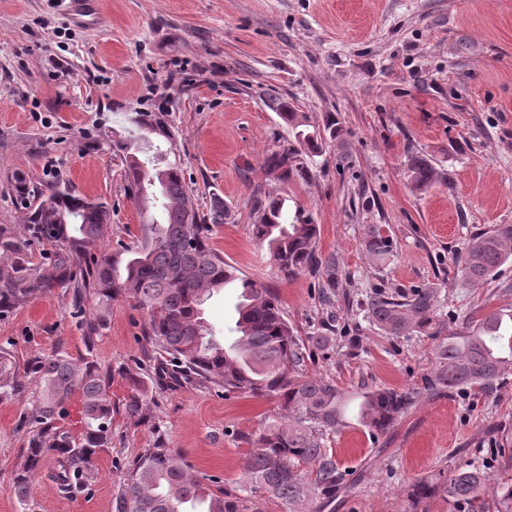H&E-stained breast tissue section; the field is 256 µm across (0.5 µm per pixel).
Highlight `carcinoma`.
I'll use <instances>...</instances> for the list:
<instances>
[{
  "instance_id": "1",
  "label": "carcinoma",
  "mask_w": 512,
  "mask_h": 512,
  "mask_svg": "<svg viewBox=\"0 0 512 512\" xmlns=\"http://www.w3.org/2000/svg\"><path fill=\"white\" fill-rule=\"evenodd\" d=\"M270 108L293 135L292 143L265 158V170L274 179L306 180L311 176L308 159L333 142L345 150L335 116H326L319 128L286 100L272 98ZM134 123L139 139L120 135L112 139V152L125 159L128 192L142 215L140 246L128 258L103 254L89 259L87 250L110 221L107 204L68 189L35 194L24 219V238L0 225V317L57 288H72L78 296L95 300L96 316L86 322L91 341L104 325L112 300L129 296L147 310L146 336L180 364L186 376L226 392L245 391L277 401L279 420L247 438L251 449L245 471L252 486L220 497L208 478L193 473L180 454L159 444L146 449L129 468L117 512H261L253 496L255 487L290 508L310 512L311 503L336 496L341 474L324 441L346 427L348 399L333 382L306 374L304 344L273 294L210 246V232L225 223L228 207L214 196L208 212L199 211L180 164L169 160L173 149L161 150L172 144L170 126L153 112L136 113ZM140 140L158 142L154 156L140 158ZM406 173L416 190L437 180L436 168L423 152L408 157ZM251 233L267 245L283 276L322 269L327 286L336 287V261L323 260L316 252L318 225L299 210L289 212L285 198L257 201ZM362 249L369 259L381 262L396 252L397 244L379 226L370 225ZM509 261L512 224L476 232L460 258L462 282L478 286ZM230 285L240 294L229 342L207 321L205 304ZM365 313L387 335L419 333L433 340L434 368L423 378L426 393L492 389L512 375V311L507 308L485 315L476 330L452 336L442 335L448 313L439 303L438 289L431 286L407 292L377 288L367 298ZM39 373L41 394L30 418L33 435L25 465L14 476L23 502L30 494V474L46 453L57 454L58 484L75 495L88 484L91 457L112 441L109 376L91 362L63 356L43 360ZM128 381L124 413L140 422L149 412L147 394L139 379L130 376ZM15 390L11 366L0 354V395ZM76 392L84 419L79 438L55 425ZM419 396L417 390L367 389L360 393L355 418L371 432L385 433ZM303 465L314 466V477H307ZM436 498L452 504L454 512H512V481L494 482L488 471L469 465L451 475L439 471L420 477L410 485L412 509Z\"/></svg>"
}]
</instances>
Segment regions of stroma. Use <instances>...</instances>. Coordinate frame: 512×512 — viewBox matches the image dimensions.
<instances>
[{
  "instance_id": "1",
  "label": "stroma",
  "mask_w": 512,
  "mask_h": 512,
  "mask_svg": "<svg viewBox=\"0 0 512 512\" xmlns=\"http://www.w3.org/2000/svg\"><path fill=\"white\" fill-rule=\"evenodd\" d=\"M100 20L69 0H0V225L21 231L34 190L56 181L100 198L111 220L92 256L139 245L141 218L113 155L114 131L137 134L136 112H161L200 210L220 195L231 211L213 248L275 294L309 347L308 375L349 399L367 388L421 387L433 342L388 336L369 323L374 288L434 285L448 330L475 326L512 307V262L483 285L461 284L458 257L471 233L512 224V0H97ZM279 95L322 123L334 114L347 144L316 158L310 179L267 176V153L289 129L267 100ZM425 152L441 178L414 190L409 150ZM285 197L319 226L317 250L338 257L339 286L325 276L284 278L250 233L254 189ZM392 234L397 250L368 261L366 226ZM146 310L113 300L93 344L74 314L71 290L0 319L14 395L0 398V512H116L133 462L164 440L212 488L246 483L247 437L277 418L274 400L189 377L164 379L169 363L145 336ZM89 360L112 375V442L91 459L94 480L75 497L60 491L56 455L34 473L30 504L13 484L25 464L29 424L47 356ZM150 398L146 420L123 411L128 376ZM512 452V376L418 400L390 429L372 435L350 421L325 445L345 476L324 512H412L408 486L437 470L474 465L501 474L494 443Z\"/></svg>"
}]
</instances>
